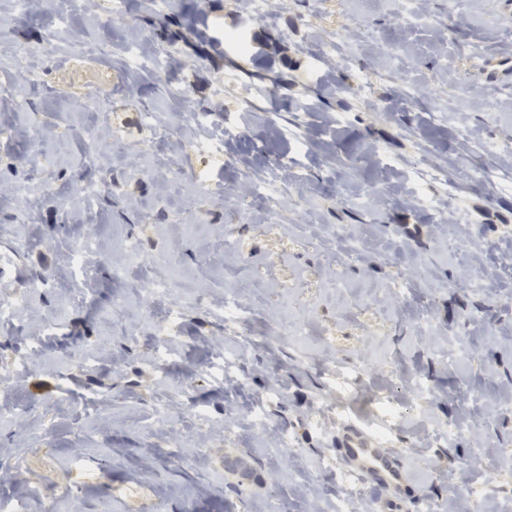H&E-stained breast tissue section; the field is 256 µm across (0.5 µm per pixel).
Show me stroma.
Returning a JSON list of instances; mask_svg holds the SVG:
<instances>
[{"instance_id":"obj_1","label":"stroma","mask_w":512,"mask_h":512,"mask_svg":"<svg viewBox=\"0 0 512 512\" xmlns=\"http://www.w3.org/2000/svg\"><path fill=\"white\" fill-rule=\"evenodd\" d=\"M404 8L268 0L257 19L240 0H176L181 23L219 18L214 48L175 38L150 0L121 18L111 0L0 8V187L24 192L0 196V253L16 266L0 301L21 303L0 318V363L30 361L24 376L0 372V404L19 410L0 416V499L24 512H132L136 494L155 512H336L347 497L370 512L452 499L512 512V192L474 175L512 165V86L491 88L481 66L512 47V0H418L411 28L396 22ZM133 50L141 69L125 66ZM219 127L233 133L223 159L197 156ZM91 137L111 167L85 163ZM285 154L297 173L282 175L278 207L244 199L247 175ZM81 235L83 274L62 249ZM130 246L156 265L176 256L170 297L115 278ZM193 292L235 295L244 320L188 306L160 343L170 301ZM384 399L399 418L380 443L410 485L396 504L369 476L348 490L335 446L376 427ZM338 400L345 415L314 425ZM283 431L290 447H274Z\"/></svg>"}]
</instances>
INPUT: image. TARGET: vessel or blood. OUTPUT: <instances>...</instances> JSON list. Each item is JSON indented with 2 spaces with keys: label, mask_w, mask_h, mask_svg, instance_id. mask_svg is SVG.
Returning a JSON list of instances; mask_svg holds the SVG:
<instances>
[{
  "label": "vessel or blood",
  "mask_w": 512,
  "mask_h": 512,
  "mask_svg": "<svg viewBox=\"0 0 512 512\" xmlns=\"http://www.w3.org/2000/svg\"><path fill=\"white\" fill-rule=\"evenodd\" d=\"M485 74L491 85H511L512 59L486 58ZM342 456L348 469L375 476L384 486L401 490L402 478L393 457L388 449L376 447L370 435L359 431L346 435Z\"/></svg>",
  "instance_id": "vessel-or-blood-1"
}]
</instances>
